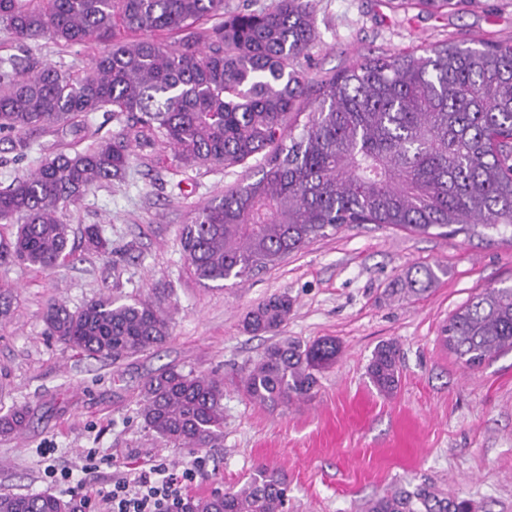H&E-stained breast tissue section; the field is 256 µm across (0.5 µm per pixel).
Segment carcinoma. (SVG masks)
<instances>
[{
	"label": "carcinoma",
	"instance_id": "carcinoma-1",
	"mask_svg": "<svg viewBox=\"0 0 512 512\" xmlns=\"http://www.w3.org/2000/svg\"><path fill=\"white\" fill-rule=\"evenodd\" d=\"M430 12L468 0H413ZM0 23L21 43L48 37L65 46L103 45L92 67L63 70L35 59H0V133L24 156L40 131L62 125L77 141L0 189V224H16L0 243V266L52 269L70 255L63 215L94 185L124 178L132 146L158 138L190 167L263 163L251 181L227 191L181 231L195 278L244 279L274 267L344 224H387L428 234L512 232V42L465 46L445 40L363 61L320 82L300 70L316 40L310 0H273L260 12L225 16L224 0H0ZM170 31L168 45L127 35ZM312 106L296 136L294 116ZM126 117L108 138L85 123L92 112ZM89 248L107 251L95 225ZM438 280L430 267L407 271L394 294L421 295ZM292 302L273 295L244 318L253 332L277 334ZM48 334L66 347L114 359L159 346L170 318L148 301L112 296L80 309L47 304ZM443 345L468 368L512 350V287L486 288L442 328ZM339 345L282 339L242 375L255 403L312 398L317 374ZM398 347L380 344L368 366L383 394L398 385ZM144 428L175 448L196 450L224 435V381L162 368L142 386ZM28 410L0 415V434L17 435ZM288 486L262 467L241 488L189 498L185 512H285ZM0 512H82L52 493L0 494ZM364 512H472L428 481L371 499Z\"/></svg>",
	"mask_w": 512,
	"mask_h": 512
}]
</instances>
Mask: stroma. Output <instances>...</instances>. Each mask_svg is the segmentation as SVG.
<instances>
[{"label": "stroma", "instance_id": "35a3bbf8", "mask_svg": "<svg viewBox=\"0 0 512 512\" xmlns=\"http://www.w3.org/2000/svg\"><path fill=\"white\" fill-rule=\"evenodd\" d=\"M311 2L318 39L300 68L312 86L381 53L443 40L512 41V0H470L435 15L394 10L387 0ZM99 50L47 38L23 47L0 24V58L26 52L81 71ZM71 145L50 127L20 159L10 136L0 134V188ZM260 163L187 169L163 142L135 148L124 180L90 189L66 211L72 255L56 272L0 266V295L10 300L0 317V415L20 405L30 415L23 434L0 436V493L71 498L47 468L84 465L93 452L106 461L88 477L103 484L149 463L179 470L201 457L189 488L196 496L241 487L264 466L288 485L286 512H362L386 489L424 480L471 500L474 512H512V351L468 369L440 342L449 316L474 295L512 285V236L348 224L243 281L200 283L185 260L181 229ZM88 224L101 227L108 252L86 248ZM423 266L444 270L431 290L390 296L407 270ZM107 294L160 307L171 319L170 338L115 360L48 336L41 319L48 301L74 311ZM275 294L293 301L282 336L303 344L329 337L340 353L309 401L260 406L239 379L274 337L248 333L243 318ZM389 340L401 347L400 382L385 396L367 366ZM166 366L223 376L224 437L215 446L192 453L145 429L142 385Z\"/></svg>", "mask_w": 512, "mask_h": 512}]
</instances>
